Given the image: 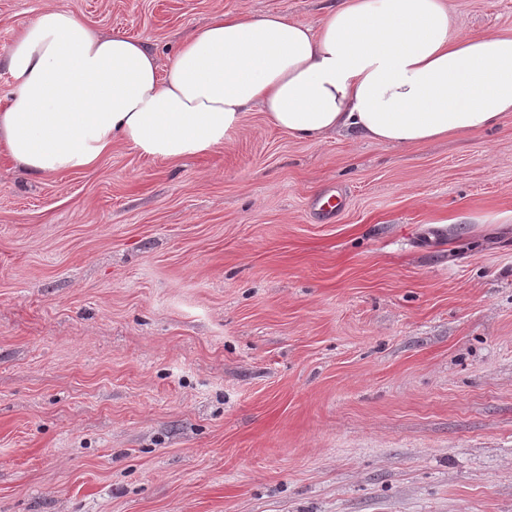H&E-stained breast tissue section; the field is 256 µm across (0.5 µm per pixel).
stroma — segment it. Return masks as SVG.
I'll return each mask as SVG.
<instances>
[{
    "instance_id": "1",
    "label": "stroma",
    "mask_w": 512,
    "mask_h": 512,
    "mask_svg": "<svg viewBox=\"0 0 512 512\" xmlns=\"http://www.w3.org/2000/svg\"><path fill=\"white\" fill-rule=\"evenodd\" d=\"M337 0H0L167 66L228 11ZM512 33V0H448ZM342 195L329 220L314 211ZM0 512H512V114L410 147L117 143L40 179L0 154Z\"/></svg>"
}]
</instances>
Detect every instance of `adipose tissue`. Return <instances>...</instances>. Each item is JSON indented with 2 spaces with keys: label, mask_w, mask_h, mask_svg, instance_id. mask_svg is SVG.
<instances>
[{
  "label": "adipose tissue",
  "mask_w": 512,
  "mask_h": 512,
  "mask_svg": "<svg viewBox=\"0 0 512 512\" xmlns=\"http://www.w3.org/2000/svg\"><path fill=\"white\" fill-rule=\"evenodd\" d=\"M0 153L29 176L91 168L113 143L178 162L261 107L288 135L393 147L479 134L512 112V34H462L446 0H339L316 26L226 13L167 68L141 40L43 9L5 53Z\"/></svg>",
  "instance_id": "ef3b65f1"
}]
</instances>
